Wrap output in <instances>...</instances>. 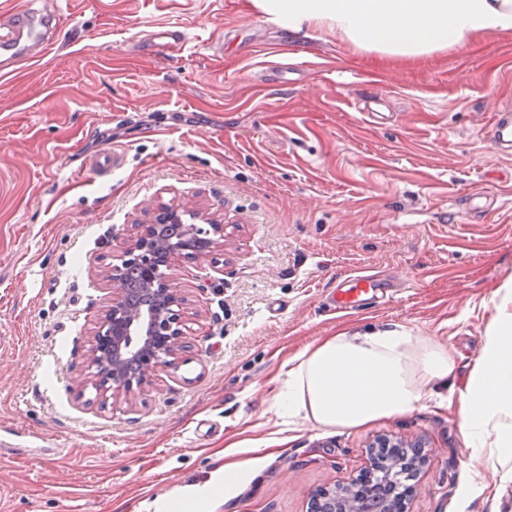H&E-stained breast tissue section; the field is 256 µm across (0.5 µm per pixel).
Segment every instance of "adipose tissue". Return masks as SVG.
Masks as SVG:
<instances>
[{"label": "adipose tissue", "instance_id": "obj_1", "mask_svg": "<svg viewBox=\"0 0 512 512\" xmlns=\"http://www.w3.org/2000/svg\"><path fill=\"white\" fill-rule=\"evenodd\" d=\"M296 33L316 28L352 52L415 61L512 34V0H252ZM457 373L447 341L400 325L325 337L283 363L273 409L281 424L336 432L403 416L441 396ZM472 459L512 482V287L497 289L493 313L465 387L450 399ZM248 462H227L201 485L166 495L162 512H215Z\"/></svg>", "mask_w": 512, "mask_h": 512}]
</instances>
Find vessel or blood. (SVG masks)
Here are the masks:
<instances>
[{
	"instance_id": "b4317fda",
	"label": "vessel or blood",
	"mask_w": 512,
	"mask_h": 512,
	"mask_svg": "<svg viewBox=\"0 0 512 512\" xmlns=\"http://www.w3.org/2000/svg\"><path fill=\"white\" fill-rule=\"evenodd\" d=\"M75 14V0H25L13 9L0 11V75L19 72L21 66L48 50L49 32L65 29ZM187 41L186 32L177 26L153 34L154 48L166 55L180 52ZM490 139L499 148H512V107L506 105L495 112ZM380 286L372 277L359 276L350 287H337L331 298L334 311L353 309L360 296Z\"/></svg>"
}]
</instances>
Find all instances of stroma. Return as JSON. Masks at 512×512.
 <instances>
[{"label": "stroma", "mask_w": 512, "mask_h": 512, "mask_svg": "<svg viewBox=\"0 0 512 512\" xmlns=\"http://www.w3.org/2000/svg\"><path fill=\"white\" fill-rule=\"evenodd\" d=\"M183 27L180 57L150 32ZM512 104V36L375 64L319 32L289 34L251 0H81L57 45L0 76V512H147L242 459L274 429L270 381L341 331L393 323L447 340L463 389L512 279V153L490 140ZM124 166L104 176L96 153ZM499 197L472 211L470 193ZM209 213L224 244L169 274L185 349L132 400L87 380L106 276L160 208ZM389 285L337 313L338 280ZM423 438L410 512H512L470 460L451 407L343 431L305 422L216 512H307L377 436ZM487 483L479 491V483Z\"/></svg>", "instance_id": "1"}]
</instances>
